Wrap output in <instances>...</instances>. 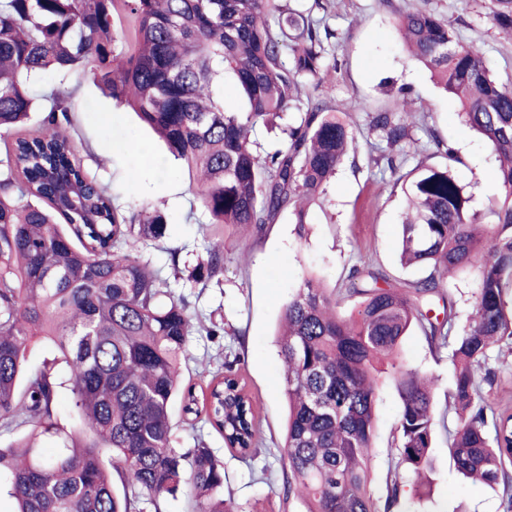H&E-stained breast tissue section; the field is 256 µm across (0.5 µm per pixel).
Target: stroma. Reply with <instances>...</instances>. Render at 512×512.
I'll return each instance as SVG.
<instances>
[{
    "mask_svg": "<svg viewBox=\"0 0 512 512\" xmlns=\"http://www.w3.org/2000/svg\"><path fill=\"white\" fill-rule=\"evenodd\" d=\"M324 23L336 58L327 79L335 87L337 111L346 113L356 132L357 149L341 165L321 204L312 206L308 232L298 237L292 216H283L263 233L245 227L224 238V275L202 285L192 277L208 245L209 216L194 195V185L181 163L166 150L131 109L116 107L97 86L92 69L61 79L53 71L33 83L35 95L63 91L76 123L72 136L84 166L112 185L122 209L152 206L167 219L159 240L145 241L141 256L166 279L174 297L185 298L198 324L182 359L183 374L205 398L213 374L223 372L224 357L239 358L238 374L252 398L263 451L254 458L231 455L222 436L198 417L184 421L174 410L175 445L204 443L224 465V495L238 512H300L302 505L285 501L280 448L287 401L277 332L289 298L307 277L324 287L344 288L353 266L370 261L390 284L418 278L397 263L400 216L406 199L395 187L386 164H375L383 142L368 126V114L391 107L406 91L414 112L426 123L409 126L410 150L401 171L418 162L449 161L456 177L487 211L504 194L498 161L490 144L464 120L458 101L444 93L420 64L409 59L399 36V13L430 10L449 19L460 37L475 42L488 66L502 82H512V36L495 29L478 0H328ZM403 362L433 374L435 399L445 408L453 382L447 354H434L421 331L401 344ZM400 400L391 378H384L376 405L375 480H383L396 436ZM429 495L419 512H503L501 498L490 488L461 479L448 454V433L436 429L430 450Z\"/></svg>",
    "mask_w": 512,
    "mask_h": 512,
    "instance_id": "35a3bbf8",
    "label": "stroma"
}]
</instances>
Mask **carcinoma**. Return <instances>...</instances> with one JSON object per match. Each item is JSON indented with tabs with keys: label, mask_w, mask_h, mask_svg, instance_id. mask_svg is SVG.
Instances as JSON below:
<instances>
[{
	"label": "carcinoma",
	"mask_w": 512,
	"mask_h": 512,
	"mask_svg": "<svg viewBox=\"0 0 512 512\" xmlns=\"http://www.w3.org/2000/svg\"><path fill=\"white\" fill-rule=\"evenodd\" d=\"M481 7L495 28L512 33V0ZM316 8L321 0L308 8L290 0H0V130L35 111V76H68L95 63L103 92L183 160L214 226L199 278L217 279L226 228L260 232L288 212L303 236L308 204L355 141L331 105L334 86L322 84L333 33L321 30ZM119 13L131 21L122 33L113 25ZM399 24L412 57L459 99L466 122L492 146L505 197L484 224L448 164H420L401 176L400 261L423 277L382 287L383 273L354 267L360 301L349 316L338 311L341 294L313 277L291 296L278 337L288 400L283 493L304 512H394L407 471L422 497L437 426L434 380L400 356L417 328L435 350H451L455 471L501 491L504 512H512V404L494 398L499 371L491 365L512 352V85L440 16L405 11ZM227 76L243 99L235 111L224 108ZM312 81L321 91L315 97L304 91ZM409 105L404 96L368 113L390 151L416 118ZM287 114L294 120L282 128L284 143L258 151L251 133ZM74 124L64 96L53 92L36 134L0 156V428L30 424L61 443L50 460L31 441L0 448V479L15 512H137L182 490L192 512H236L221 495L224 467L210 449L174 447L172 402L179 398L185 415L206 413L230 452L258 454L262 437L238 360L224 361L198 407L181 367L193 318L140 255L144 240L164 236L165 218L115 205L110 186L76 156ZM472 265L475 312L456 334L455 303L441 283ZM439 302L443 317L434 319ZM40 339L53 341L60 356L31 370L26 354ZM385 374L401 409L396 454L375 489L370 463ZM62 388L79 428L60 424Z\"/></svg>",
	"instance_id": "1"
}]
</instances>
